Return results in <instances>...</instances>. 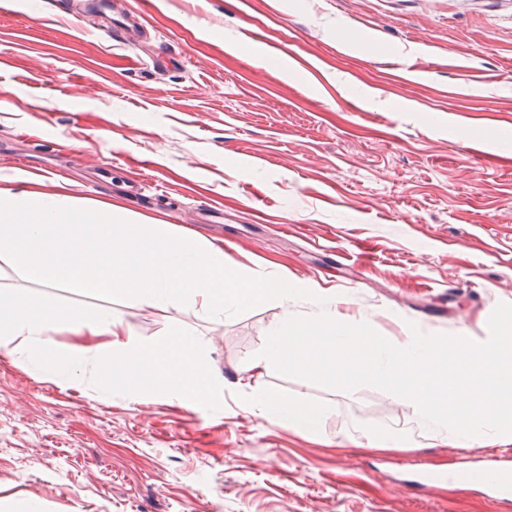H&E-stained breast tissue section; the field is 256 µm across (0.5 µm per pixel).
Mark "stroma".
I'll return each mask as SVG.
<instances>
[{"label":"stroma","mask_w":512,"mask_h":512,"mask_svg":"<svg viewBox=\"0 0 512 512\" xmlns=\"http://www.w3.org/2000/svg\"><path fill=\"white\" fill-rule=\"evenodd\" d=\"M16 0L0 12V190L58 183L223 246L242 274L333 289L380 335L488 336L512 305V0ZM224 221L209 224L210 206ZM0 290L111 310L151 345L191 335L214 396L98 368L45 379L32 337L0 359V502L17 512H512L440 466L512 468V445L432 438L387 391L248 368L282 310L150 308L26 280ZM323 410L318 439L251 406ZM389 434L407 451H379Z\"/></svg>","instance_id":"1"}]
</instances>
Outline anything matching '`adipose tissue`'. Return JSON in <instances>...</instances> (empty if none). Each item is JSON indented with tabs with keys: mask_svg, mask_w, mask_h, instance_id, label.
Instances as JSON below:
<instances>
[{
	"mask_svg": "<svg viewBox=\"0 0 512 512\" xmlns=\"http://www.w3.org/2000/svg\"><path fill=\"white\" fill-rule=\"evenodd\" d=\"M69 326L79 336V343L56 352L35 344L32 356L40 373L51 380L74 369L87 356L101 365L100 388H111L115 378L126 383L164 392L184 393L187 399L214 395L215 388L200 357V347L190 336L150 347L134 339L111 312L96 316L72 307H63L38 295L0 291V348L14 336L45 335L56 326ZM252 403L280 428L305 437L317 436L322 412L306 400L276 392L257 391Z\"/></svg>",
	"mask_w": 512,
	"mask_h": 512,
	"instance_id": "ef3b65f1",
	"label": "adipose tissue"
}]
</instances>
